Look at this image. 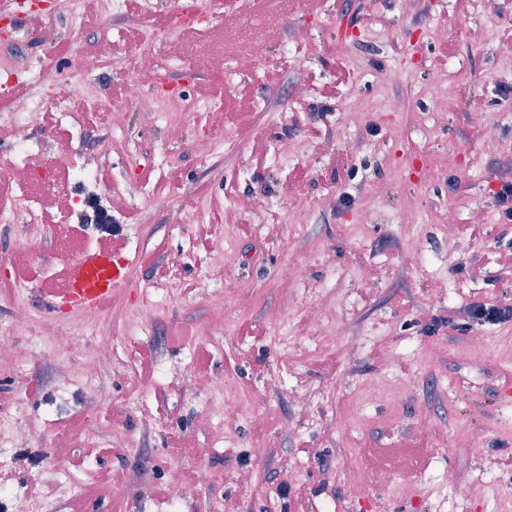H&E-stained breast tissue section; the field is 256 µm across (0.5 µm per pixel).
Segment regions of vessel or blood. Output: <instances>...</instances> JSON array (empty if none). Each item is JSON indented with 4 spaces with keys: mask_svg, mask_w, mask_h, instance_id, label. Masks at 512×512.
I'll use <instances>...</instances> for the list:
<instances>
[{
    "mask_svg": "<svg viewBox=\"0 0 512 512\" xmlns=\"http://www.w3.org/2000/svg\"><path fill=\"white\" fill-rule=\"evenodd\" d=\"M128 261L118 249L100 245L78 252L67 267L64 283L45 291L47 312H87L106 308L112 301L115 288L127 278Z\"/></svg>",
    "mask_w": 512,
    "mask_h": 512,
    "instance_id": "1",
    "label": "vessel or blood"
}]
</instances>
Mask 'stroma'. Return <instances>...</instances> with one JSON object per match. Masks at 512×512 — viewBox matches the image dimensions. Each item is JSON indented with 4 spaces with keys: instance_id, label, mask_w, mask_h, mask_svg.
Here are the masks:
<instances>
[{
    "instance_id": "obj_1",
    "label": "stroma",
    "mask_w": 512,
    "mask_h": 512,
    "mask_svg": "<svg viewBox=\"0 0 512 512\" xmlns=\"http://www.w3.org/2000/svg\"><path fill=\"white\" fill-rule=\"evenodd\" d=\"M79 25L57 27L53 46L41 35L26 39L27 63L46 74L62 73L92 95L125 100L126 65L139 64L140 41L133 20L139 0H120L107 13L102 0H76ZM264 16L261 31L245 18L222 23L206 36H163L154 63L180 59L195 74L186 105L217 100L221 111L196 113L185 122L173 112L164 123L137 127V114L124 112L123 126L108 112L74 107L67 120L36 121L32 137L45 160L68 155L73 127L85 126L112 142L98 167L100 186L121 198L113 222L118 233H102L85 221L91 190L58 167L57 191H32L41 198L47 236L28 248L22 230L0 224V320L16 309L15 263L32 291L60 286L79 248L109 243L123 248L131 266L126 283L112 296L110 319L98 343L113 348V366L86 379L84 351H63L51 341L56 320L37 313L34 357L0 370V470L12 476L0 491V512L12 498L27 495L31 483L49 494L55 512H69L82 500L86 512H493L481 497L460 501L437 484L447 470L473 484L494 477L512 488V401L498 390L512 375V322L479 326L469 307L483 300L512 299V271L501 255L512 248V221L497 200L502 182H512V66L501 57V30L512 24V0H254ZM447 26L431 39L429 28ZM307 31L306 45L289 48L292 29ZM375 30L369 44L357 34ZM242 53L269 56L270 67L256 79L225 81L212 71L215 56ZM102 54L120 68L85 70L82 56ZM396 81H384L387 72ZM303 78L309 93L294 98L290 86ZM448 100L435 102V87ZM483 103V122L473 117L472 99ZM357 99L374 110L350 115ZM236 136L232 156L201 158L194 148L213 131ZM288 160L272 153L284 140ZM264 160H257L256 150ZM457 153L460 164L442 160ZM256 193L267 205L234 211L227 203ZM305 198L313 207L294 227L289 204ZM414 199L433 221L421 231L395 223L403 200ZM76 211L61 223L60 207ZM204 210L202 224H175L179 205ZM381 214L378 224L359 225L363 208ZM487 219L479 237L466 227L474 209ZM332 265L321 262L322 255ZM181 257V275L170 284L172 257ZM223 259L224 273L212 282L224 301L226 323L216 327L201 300L206 267ZM289 279H282V272ZM295 290L298 312L288 334L297 347L282 356L274 341L282 288ZM319 291L323 306L311 310L305 297ZM339 331L333 345L321 340ZM489 354L475 353L474 338ZM394 355L391 396L366 408L361 426L345 419L359 387L376 377ZM73 375L58 382L61 368ZM284 389L267 385L271 374ZM223 377L230 397L243 401L251 418L227 423L224 441H215L202 420L207 397L201 377ZM313 399L311 416L291 404L294 394ZM159 421L145 427L141 414ZM429 420L430 434L415 425ZM479 434L484 452L466 456L458 442ZM108 439L109 451L86 452V439ZM67 443L58 450L56 440ZM255 447L275 448L276 459L252 456ZM368 472L385 471L373 500L347 496L345 454ZM210 469L209 485L194 484L174 503L164 487L181 473ZM144 470L128 483L124 497L95 489L109 472ZM242 471L250 484L237 482ZM76 480L74 496L52 495L66 479Z\"/></svg>"
}]
</instances>
